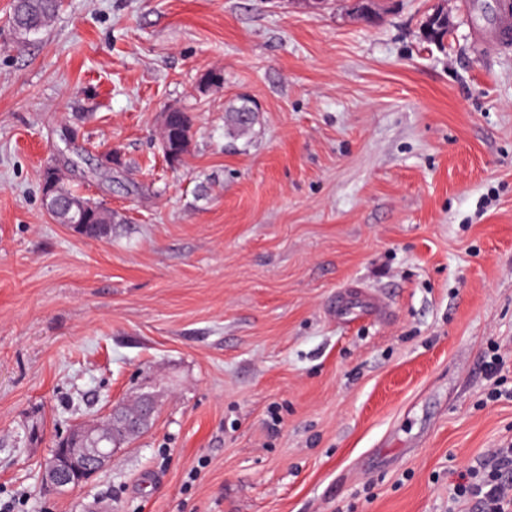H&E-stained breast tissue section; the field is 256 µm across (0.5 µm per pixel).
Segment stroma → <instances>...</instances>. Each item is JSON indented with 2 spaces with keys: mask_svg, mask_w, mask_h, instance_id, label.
<instances>
[{
  "mask_svg": "<svg viewBox=\"0 0 512 512\" xmlns=\"http://www.w3.org/2000/svg\"><path fill=\"white\" fill-rule=\"evenodd\" d=\"M10 5L0 493L27 512H448L457 473L512 443V50L479 41L495 0H449L441 48L435 0H381L374 24L349 0H64L21 43ZM242 96L258 112L233 139ZM169 106L195 117L177 167ZM51 164L120 215L110 238L49 215ZM349 286L387 316L337 319ZM148 389V431L45 489L62 433ZM437 6L433 9L432 15L435 16H447L448 22H438L431 23L429 26L427 21L425 20L423 27V35L425 40L434 45H444L445 40L448 39V35L451 32V28H448V24L452 22L451 16L448 12L447 1L446 0H438ZM227 131L237 137H243L250 133L255 123L256 113L247 101L239 106H232L225 111Z\"/></svg>",
  "mask_w": 512,
  "mask_h": 512,
  "instance_id": "stroma-1",
  "label": "stroma"
}]
</instances>
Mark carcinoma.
<instances>
[{
    "instance_id": "obj_1",
    "label": "carcinoma",
    "mask_w": 512,
    "mask_h": 512,
    "mask_svg": "<svg viewBox=\"0 0 512 512\" xmlns=\"http://www.w3.org/2000/svg\"><path fill=\"white\" fill-rule=\"evenodd\" d=\"M61 7V0H13L10 25L19 39L40 33ZM451 29L442 22L423 27L425 40L434 45H442L448 39ZM227 131L237 137L250 133L255 123V110L244 101L225 111ZM194 118L184 109L171 113L165 126V154L173 164L182 163L188 152L189 144L185 135L191 133ZM46 188L42 195L51 200L62 202L56 208L54 219L59 224H66L79 236L87 239H104L112 235V225L117 223V216L112 209L96 202L93 203L82 195L75 193L69 186L68 172L60 167L44 169Z\"/></svg>"
}]
</instances>
